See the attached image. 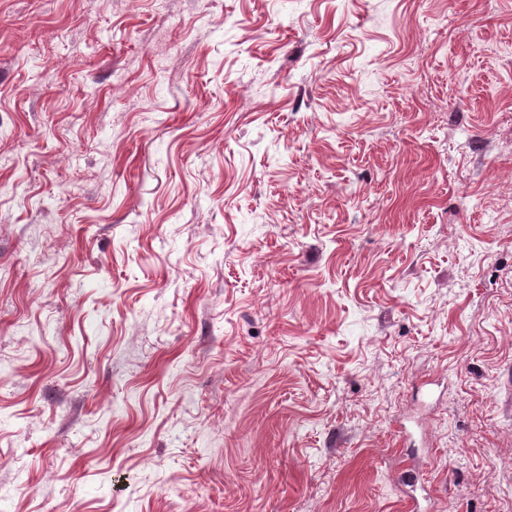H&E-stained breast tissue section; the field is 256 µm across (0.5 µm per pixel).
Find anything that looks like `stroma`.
<instances>
[{
    "label": "stroma",
    "instance_id": "obj_1",
    "mask_svg": "<svg viewBox=\"0 0 512 512\" xmlns=\"http://www.w3.org/2000/svg\"><path fill=\"white\" fill-rule=\"evenodd\" d=\"M512 0H0V512H512Z\"/></svg>",
    "mask_w": 512,
    "mask_h": 512
}]
</instances>
